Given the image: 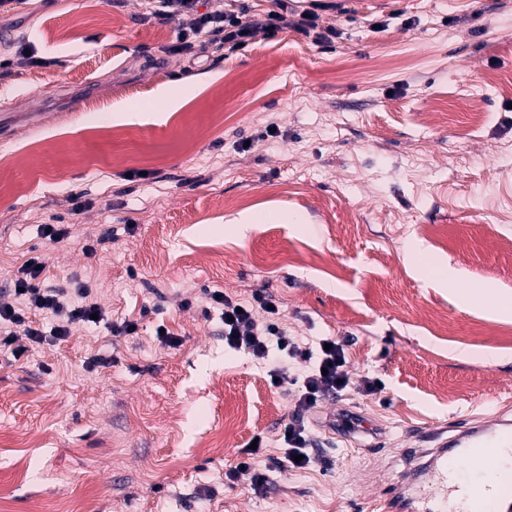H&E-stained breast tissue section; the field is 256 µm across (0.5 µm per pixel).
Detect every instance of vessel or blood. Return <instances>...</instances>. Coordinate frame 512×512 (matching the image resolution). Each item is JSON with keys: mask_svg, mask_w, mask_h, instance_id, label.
<instances>
[{"mask_svg": "<svg viewBox=\"0 0 512 512\" xmlns=\"http://www.w3.org/2000/svg\"><path fill=\"white\" fill-rule=\"evenodd\" d=\"M429 440L430 447L412 449L417 467L380 494L377 512H512V486L487 494L480 481L464 485L457 480L462 465L494 468L502 458H512L511 419L483 422L452 435L438 428Z\"/></svg>", "mask_w": 512, "mask_h": 512, "instance_id": "obj_1", "label": "vessel or blood"}]
</instances>
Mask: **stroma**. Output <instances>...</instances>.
<instances>
[{
    "label": "stroma",
    "instance_id": "stroma-1",
    "mask_svg": "<svg viewBox=\"0 0 512 512\" xmlns=\"http://www.w3.org/2000/svg\"><path fill=\"white\" fill-rule=\"evenodd\" d=\"M325 2L331 43L260 31L192 65L148 0L0 16L18 33L0 49V302L38 254L41 286L87 282L109 322L138 324L0 352V512H61L73 492L91 512H370L426 428L512 408V93L494 85L512 78V0ZM25 46L35 64H19ZM162 86L193 92L165 119L109 120ZM249 212L269 218L234 238ZM415 242L496 301L424 279ZM206 288L271 296L290 334L342 341L353 377L380 384L306 413L320 462L271 472L262 495L225 467L257 438L279 458L295 406L225 348ZM96 355L110 365L88 367Z\"/></svg>",
    "mask_w": 512,
    "mask_h": 512
}]
</instances>
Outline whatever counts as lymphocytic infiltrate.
Wrapping results in <instances>:
<instances>
[{
	"label": "lymphocytic infiltrate",
	"mask_w": 512,
	"mask_h": 512,
	"mask_svg": "<svg viewBox=\"0 0 512 512\" xmlns=\"http://www.w3.org/2000/svg\"><path fill=\"white\" fill-rule=\"evenodd\" d=\"M200 0H156L149 16L161 24L181 23L178 41L171 46L175 55L193 52L199 38L236 51L248 45L256 30L273 36L288 30L303 35H315L322 42L336 36L335 28L318 26V15L308 9L293 13L288 0H275L274 9L252 16L239 12H199ZM39 256L30 257L20 268L21 278L18 304H0V351L21 358L24 347L18 346L14 327H24L29 340L37 344L53 345L65 341L72 325L95 326V317L101 314L98 302L91 300L90 289L81 283L71 288H45L38 281ZM210 309L217 311L224 323V343L234 350H243L266 366L267 375L274 379V387L295 401L297 417L285 426L281 441L283 456L273 467L259 465L255 457H246L230 464L225 472L228 480L250 473V488L264 494L269 486L270 469L281 474L298 472L311 467L319 459L313 448L314 439L303 415L316 408L326 396L340 394L355 388L373 393L377 382L370 377L353 378L347 369V360L338 340L316 339L304 342L290 336L279 321L280 311L272 297L255 294L252 302L240 305L221 291H207ZM41 314V322H32V314Z\"/></svg>",
	"instance_id": "f902f5d3"
}]
</instances>
